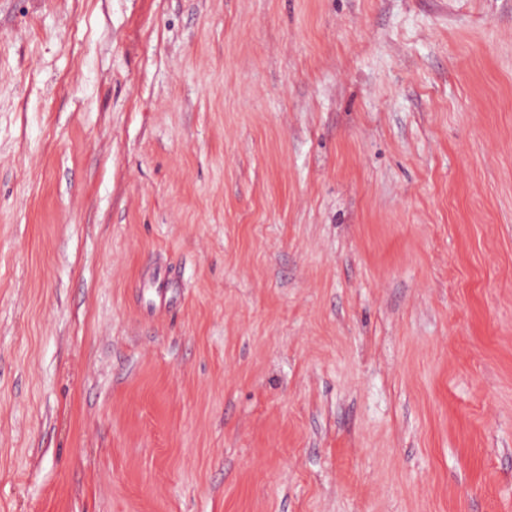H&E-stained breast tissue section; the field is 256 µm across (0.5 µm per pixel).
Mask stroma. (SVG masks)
I'll return each mask as SVG.
<instances>
[{
    "label": "stroma",
    "mask_w": 512,
    "mask_h": 512,
    "mask_svg": "<svg viewBox=\"0 0 512 512\" xmlns=\"http://www.w3.org/2000/svg\"><path fill=\"white\" fill-rule=\"evenodd\" d=\"M0 512H512V0H0Z\"/></svg>",
    "instance_id": "stroma-1"
}]
</instances>
